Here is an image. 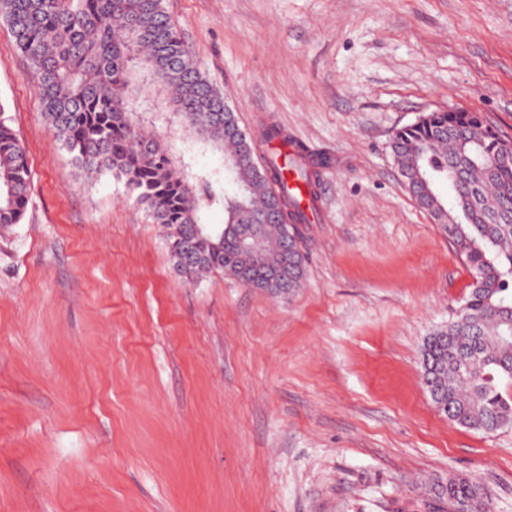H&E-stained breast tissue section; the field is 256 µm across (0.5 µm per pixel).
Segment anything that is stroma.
Segmentation results:
<instances>
[{
	"label": "stroma",
	"mask_w": 512,
	"mask_h": 512,
	"mask_svg": "<svg viewBox=\"0 0 512 512\" xmlns=\"http://www.w3.org/2000/svg\"><path fill=\"white\" fill-rule=\"evenodd\" d=\"M240 126L330 157L287 298L184 281L122 181L74 166L0 21V114L29 200L0 226V512H428L478 482L512 512V427L438 412L425 336L473 283L407 192L397 130L466 108L512 137V0H164ZM154 131L224 191V154ZM432 499L443 504L448 503L449 511H455L461 501H467L469 512H487V494L484 489L472 479L461 475H448L445 481L438 482L432 488Z\"/></svg>",
	"instance_id": "1"
}]
</instances>
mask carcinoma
Here are the masks:
<instances>
[{"label":"carcinoma","instance_id":"1","mask_svg":"<svg viewBox=\"0 0 512 512\" xmlns=\"http://www.w3.org/2000/svg\"><path fill=\"white\" fill-rule=\"evenodd\" d=\"M18 49L40 82L41 111L75 167L88 177L113 174L162 225L176 272L192 281L211 271L264 288L283 275L286 293L302 286L305 255L288 180L274 161L261 165L236 133L223 92L177 37L163 0H0ZM168 100L173 122L224 152L235 190L224 194L225 224L210 229L200 211L214 200L206 175L190 178L156 138L147 115ZM392 149L417 205L431 213L472 270L460 313L424 339L420 376L452 422L484 432L512 425V142L477 112H430L398 130ZM308 185L330 158L296 148ZM450 187L448 197L436 190ZM30 169L22 144L0 117V224H17L28 203ZM253 225L255 261L243 276L239 236ZM453 512H487L472 479L450 475L432 488Z\"/></svg>","mask_w":512,"mask_h":512}]
</instances>
